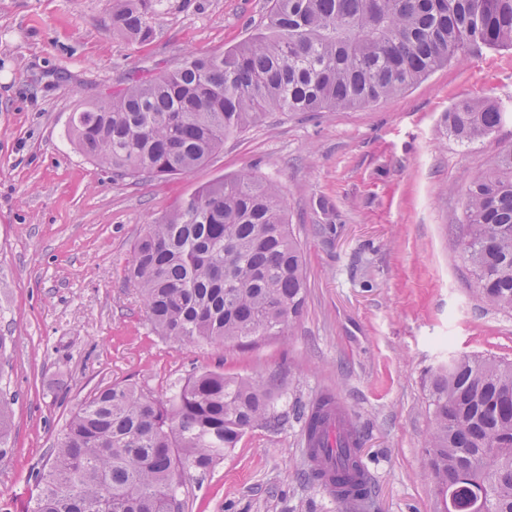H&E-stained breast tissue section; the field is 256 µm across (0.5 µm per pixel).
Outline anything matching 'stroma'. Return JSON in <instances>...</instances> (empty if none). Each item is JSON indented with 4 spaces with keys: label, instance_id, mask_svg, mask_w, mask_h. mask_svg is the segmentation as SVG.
Segmentation results:
<instances>
[{
    "label": "stroma",
    "instance_id": "35a3bbf8",
    "mask_svg": "<svg viewBox=\"0 0 512 512\" xmlns=\"http://www.w3.org/2000/svg\"><path fill=\"white\" fill-rule=\"evenodd\" d=\"M111 6L0 0V392L13 401L0 505L27 512L36 472L96 390L131 383L164 400L210 370L274 386L287 419L188 472L187 512H439L429 372L451 355L512 362V310L480 297L461 246L472 178L512 146V49H476L364 108L271 113L187 175L118 180L71 144L72 113L186 50L247 40L268 0H162L143 44L112 31ZM464 100L506 118L461 142L446 116ZM244 172L285 201L304 257L300 317L253 347L158 336L125 276L137 240L181 198ZM327 392L361 437V508L307 477L303 414Z\"/></svg>",
    "mask_w": 512,
    "mask_h": 512
}]
</instances>
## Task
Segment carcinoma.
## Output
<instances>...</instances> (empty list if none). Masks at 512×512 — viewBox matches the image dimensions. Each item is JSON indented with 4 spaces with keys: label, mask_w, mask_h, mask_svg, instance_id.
<instances>
[{
    "label": "carcinoma",
    "mask_w": 512,
    "mask_h": 512,
    "mask_svg": "<svg viewBox=\"0 0 512 512\" xmlns=\"http://www.w3.org/2000/svg\"><path fill=\"white\" fill-rule=\"evenodd\" d=\"M160 0H112V30L153 37ZM267 21L220 53H186L177 66L131 78L76 109L70 138L117 179L186 175L224 139L271 112L364 108L480 47L512 46V0H269ZM504 113L462 101L448 130L474 141ZM463 250L477 291L512 310V148L476 176L465 205ZM128 278L159 335L176 342L236 343L282 335L300 316L306 278L300 245L277 187L248 173L217 179L148 225ZM434 430L428 470L457 483L455 512H512V363L463 356L431 376ZM285 420L272 387L204 371L165 401L129 383L98 390L70 418L32 512H185L188 470L207 471L249 430ZM12 423L0 395V457ZM308 477L337 501L371 493L360 435L331 394L304 418ZM496 458L485 463L488 443Z\"/></svg>",
    "instance_id": "obj_1"
}]
</instances>
